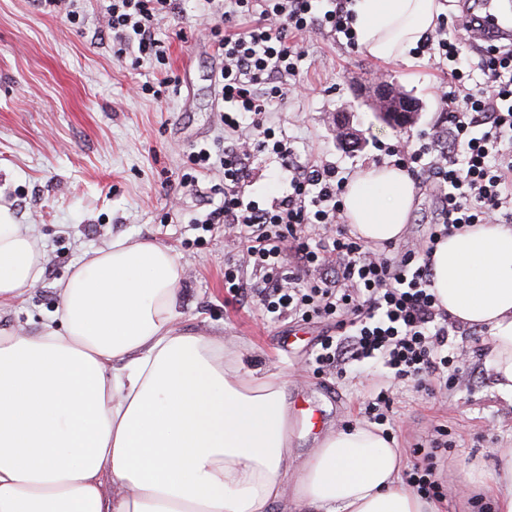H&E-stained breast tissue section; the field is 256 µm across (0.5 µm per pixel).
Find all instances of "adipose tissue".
<instances>
[{"label":"adipose tissue","instance_id":"adipose-tissue-1","mask_svg":"<svg viewBox=\"0 0 512 512\" xmlns=\"http://www.w3.org/2000/svg\"><path fill=\"white\" fill-rule=\"evenodd\" d=\"M357 45L409 60L438 0H353ZM417 188L403 170L352 179L344 216L364 241H398ZM44 245L0 206V307L42 279ZM432 288L488 330L486 362L512 398V225L442 239ZM183 267L168 245L118 236L57 283L36 334L0 328V512H440L402 480V459L359 425L321 438L296 476L286 382L242 350L179 324Z\"/></svg>","mask_w":512,"mask_h":512}]
</instances>
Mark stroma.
I'll return each mask as SVG.
<instances>
[{
    "label": "stroma",
    "mask_w": 512,
    "mask_h": 512,
    "mask_svg": "<svg viewBox=\"0 0 512 512\" xmlns=\"http://www.w3.org/2000/svg\"><path fill=\"white\" fill-rule=\"evenodd\" d=\"M79 6L87 21L81 32L64 13L38 12L33 0H0V203L13 208L18 223L33 225L45 244L40 283L23 301L0 309V325L36 332L58 305L57 281L86 251L118 235L149 238L181 257L182 331L242 347L251 368L284 374L289 403L303 400L316 409L318 428L292 427L295 456L305 457L327 429L366 423L372 389L391 384L386 372L364 365L340 380L315 376L312 353L327 323L276 320L231 299L224 260L236 253L235 242L223 225L202 234L190 223L201 191L221 182L222 172L181 185L188 155L224 144L215 84L222 60L192 30L198 0H185L182 15L158 24L167 68L181 79L178 91L158 100L131 93L151 78L150 69L129 56L113 57L111 40L96 39L104 25L99 0ZM299 49L304 90L278 105L273 121L343 172L354 176L376 163L377 145L394 143L399 132L371 107L374 76L419 102L407 134L440 118L438 73L425 59L378 61L324 30L300 39ZM340 127L356 134L357 145L337 138ZM449 342L467 347L482 380L462 379L432 395L410 383L395 385L385 427L408 468L415 444H429L446 428L449 447L432 458L446 488L443 512H493L491 497L471 478L496 468L500 451L512 448V401L495 389L486 338Z\"/></svg>",
    "instance_id": "35a3bbf8"
}]
</instances>
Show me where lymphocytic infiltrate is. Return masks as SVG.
I'll use <instances>...</instances> for the list:
<instances>
[{
	"label": "lymphocytic infiltrate",
	"mask_w": 512,
	"mask_h": 512,
	"mask_svg": "<svg viewBox=\"0 0 512 512\" xmlns=\"http://www.w3.org/2000/svg\"><path fill=\"white\" fill-rule=\"evenodd\" d=\"M181 0H107L104 35L112 52L134 53L139 66L166 60L159 21L179 14ZM210 42L224 59L218 76L224 148L191 152L190 173L221 169L212 203L193 217L202 229L221 224L241 252L224 261L227 294L274 318L333 321L314 362L318 375L346 376L371 361L397 382L433 392L456 364L448 348L461 325L432 292L435 246L470 224L512 223V47L486 45L480 60L460 18L439 16L420 40L418 56L440 72L441 119L428 131L400 138L385 153L411 178L430 186L437 213L424 241L409 250L372 246L343 219L348 184L333 163L277 135L271 115L298 88L302 55L291 37L316 30L355 46L349 0H223L204 16ZM272 156L284 188L262 202L247 194L251 164ZM260 274L248 281L245 268Z\"/></svg>",
	"instance_id": "obj_1"
}]
</instances>
